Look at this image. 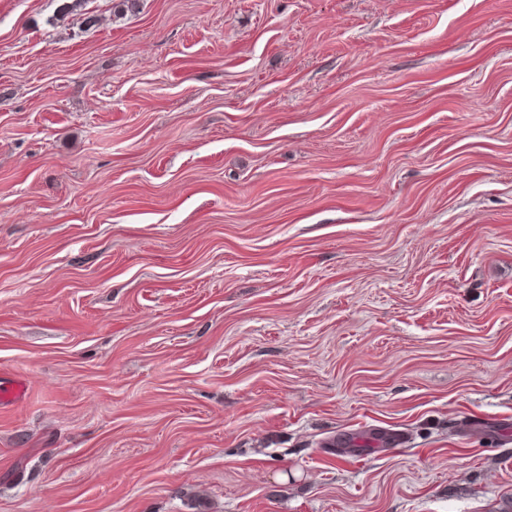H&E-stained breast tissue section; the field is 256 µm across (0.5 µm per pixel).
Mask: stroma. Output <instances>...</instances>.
<instances>
[{
  "label": "stroma",
  "instance_id": "35a3bbf8",
  "mask_svg": "<svg viewBox=\"0 0 512 512\" xmlns=\"http://www.w3.org/2000/svg\"><path fill=\"white\" fill-rule=\"evenodd\" d=\"M116 3L0 0V512H512V0Z\"/></svg>",
  "mask_w": 512,
  "mask_h": 512
}]
</instances>
